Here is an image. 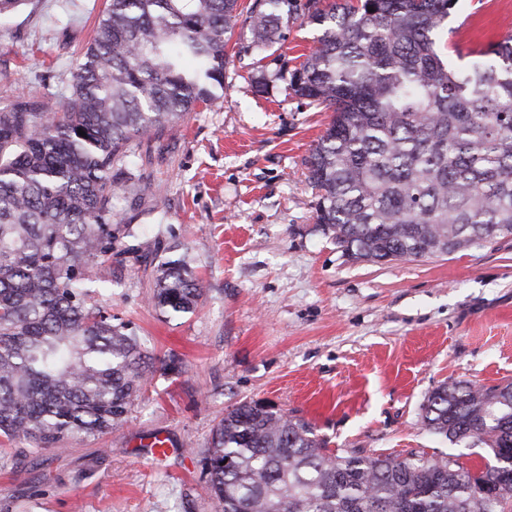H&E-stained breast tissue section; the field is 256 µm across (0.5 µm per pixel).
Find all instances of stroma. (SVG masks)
<instances>
[{
	"label": "stroma",
	"mask_w": 512,
	"mask_h": 512,
	"mask_svg": "<svg viewBox=\"0 0 512 512\" xmlns=\"http://www.w3.org/2000/svg\"><path fill=\"white\" fill-rule=\"evenodd\" d=\"M106 0H27L0 19V105L61 101ZM264 56L230 57L224 94L132 151L138 184L113 200L134 238L102 263L109 305L155 372L121 427L29 454L0 448V512H218L203 454L226 409L263 401L312 422L332 451L410 449L477 464L483 446L421 424L443 382L512 381V238L412 261H354L316 224L306 159L329 113L299 108L288 71L318 35L293 22ZM512 35V0H461L443 53ZM136 253H126V246ZM189 252L203 296L169 318L157 255ZM170 447L156 459L152 443Z\"/></svg>",
	"instance_id": "stroma-1"
}]
</instances>
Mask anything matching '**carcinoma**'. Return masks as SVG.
I'll return each mask as SVG.
<instances>
[{"label":"carcinoma","mask_w":512,"mask_h":512,"mask_svg":"<svg viewBox=\"0 0 512 512\" xmlns=\"http://www.w3.org/2000/svg\"><path fill=\"white\" fill-rule=\"evenodd\" d=\"M459 0H107L59 105L0 106V436L36 454L121 425L155 372L102 299L112 280V170L224 88L227 47L263 51L281 27L321 30L290 73L305 106L332 113L307 159L316 223L355 260H411L512 237V36L456 64L437 35ZM85 135H80L79 131ZM154 305L193 311L187 254L159 260ZM423 425L472 439L455 455H340L272 406L224 412L205 458L220 512H508L512 381L445 382Z\"/></svg>","instance_id":"cac0c4a2"}]
</instances>
